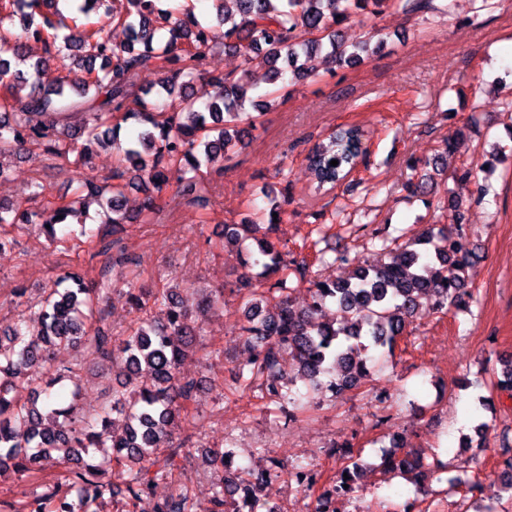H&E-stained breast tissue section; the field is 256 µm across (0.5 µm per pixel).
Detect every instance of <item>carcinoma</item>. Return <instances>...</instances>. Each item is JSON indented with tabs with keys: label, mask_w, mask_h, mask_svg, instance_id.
<instances>
[{
	"label": "carcinoma",
	"mask_w": 512,
	"mask_h": 512,
	"mask_svg": "<svg viewBox=\"0 0 512 512\" xmlns=\"http://www.w3.org/2000/svg\"><path fill=\"white\" fill-rule=\"evenodd\" d=\"M60 0H0V151L37 146L51 156L66 159L92 154V146L115 147L122 124L133 121L135 133L119 148L120 165L112 171L110 195L92 179L82 187L112 212L109 223L127 221L121 205L123 179L129 169L151 183L157 192L170 186L169 171L181 167L187 182L176 194L190 203L192 181L201 167L218 156L236 153L239 124L245 105L265 109L271 99L292 84L318 75V56L339 66L357 65L369 58L373 36L347 43L342 27L359 16L378 17L387 10L413 13L434 10L433 0H210L221 32L198 19L181 0H126L123 12H104L94 27L71 28L64 23ZM106 0H68V9L89 17ZM233 7H228L227 3ZM19 12L21 31L5 25ZM119 25L127 42L112 44L106 28ZM224 50L244 57L256 53L268 65L271 89L257 97L250 92L247 71L239 75L209 74L211 91L199 96L195 82L203 75L207 50L215 40ZM39 42L44 54L60 62L54 89L40 79L42 61H31L28 43ZM24 65L26 70L19 69ZM162 72L154 100L140 95L135 76L142 70ZM79 76H74L75 72ZM140 110L128 112L130 97ZM78 131L82 142L61 138V130ZM365 150L364 134L351 126L336 130L326 145L315 146L306 159L317 188L342 182ZM336 160L338 165L330 162ZM267 205L239 224L224 225V244L247 250L245 273L237 281L244 302L240 339L252 358L238 367L243 390L261 381L262 398L284 408L327 390L337 396L360 386L367 377L368 353L392 355L423 300H432L431 314L446 315L472 298L468 284L480 256L463 248L458 234L446 226H431L410 241L389 250V259L377 264L357 261L335 279L311 275L306 261L288 259L272 239L273 214L281 203L265 192ZM86 207L77 200L54 203L50 215L42 211L16 212L0 202V227L37 224L52 243L57 227L75 222L88 236ZM132 263L123 251L100 269L97 286L67 276L46 288L31 304L32 321L21 319L0 331V474L12 470L24 478L47 468L61 467L71 496L59 485H46L21 512H92L91 506L110 496L123 495L132 512L155 483L172 474L177 459L190 452L192 435L175 438L192 424L198 382L181 374L182 362L196 349L203 322L190 319L187 289L168 288L153 293L129 279ZM295 276L307 285L310 302L302 311L290 304L287 282ZM140 313L131 332L119 339L106 322L105 302L117 292ZM165 307L160 320L148 317L157 305ZM336 318L321 321L326 305ZM74 350L75 360L55 364L57 353ZM105 361L116 369L117 385L107 405L87 416L79 411L83 365ZM494 385L512 391V359L498 360ZM309 385V392L291 391L286 373ZM30 396L22 399L16 388ZM124 417L115 433L110 413ZM507 473L506 492L512 495V441L503 437ZM215 473L211 512H284L261 502V487L281 476L272 459L263 471L246 475L231 466L232 452L206 450ZM380 467L411 483L414 494L447 470L438 454L424 463L394 439L381 455ZM368 464L361 459L343 462L331 488L315 498L314 512H336L333 500L357 489ZM305 492L315 491L317 474L304 467L291 472ZM154 512H191L190 496L181 491L159 501Z\"/></svg>",
	"instance_id": "carcinoma-1"
}]
</instances>
